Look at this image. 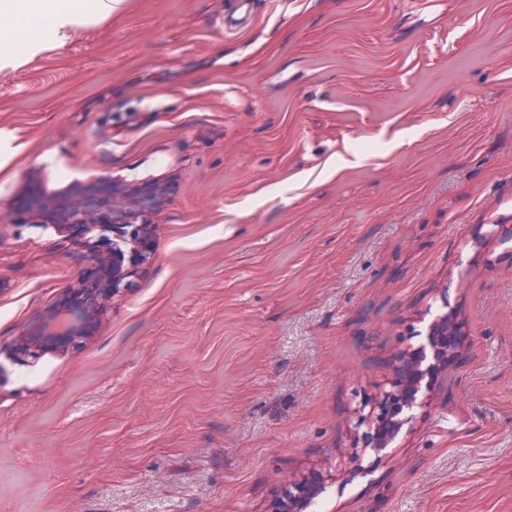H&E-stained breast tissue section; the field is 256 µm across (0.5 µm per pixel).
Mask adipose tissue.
<instances>
[{
    "instance_id": "obj_1",
    "label": "adipose tissue",
    "mask_w": 512,
    "mask_h": 512,
    "mask_svg": "<svg viewBox=\"0 0 512 512\" xmlns=\"http://www.w3.org/2000/svg\"><path fill=\"white\" fill-rule=\"evenodd\" d=\"M123 0H54L53 27L50 33L20 31L15 20L20 10L19 0H0V48L11 57L23 58L35 53L47 37H62L75 29L78 22L94 17H106L119 9Z\"/></svg>"
}]
</instances>
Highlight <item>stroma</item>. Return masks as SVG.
<instances>
[{
    "label": "stroma",
    "mask_w": 512,
    "mask_h": 512,
    "mask_svg": "<svg viewBox=\"0 0 512 512\" xmlns=\"http://www.w3.org/2000/svg\"><path fill=\"white\" fill-rule=\"evenodd\" d=\"M0 155V512H512V0H124L0 67ZM96 178L164 187L153 252L20 356L90 268L29 202ZM451 330L448 314L434 320L426 336V343L399 358L396 378L390 388L375 400L361 404L362 411L368 408L367 414H362L361 418L362 423L368 424V431L363 438L364 449L369 448L377 453L386 449L403 426L412 420L413 410L424 406L426 401L422 398V383L443 359H447L453 339ZM427 348L433 362L424 367L428 359Z\"/></svg>",
    "instance_id": "obj_1"
}]
</instances>
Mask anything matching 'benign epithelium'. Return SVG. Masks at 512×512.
<instances>
[{
  "instance_id": "7a95c632",
  "label": "benign epithelium",
  "mask_w": 512,
  "mask_h": 512,
  "mask_svg": "<svg viewBox=\"0 0 512 512\" xmlns=\"http://www.w3.org/2000/svg\"><path fill=\"white\" fill-rule=\"evenodd\" d=\"M157 192L141 193L121 189L112 194L110 208L103 209L92 191L68 189L61 195L33 201L29 208L33 224H50L67 235L86 236L98 232L96 239L86 240L91 252L93 283L78 289L71 299L37 319L20 337L16 349L24 355H38L48 349H64L88 335L102 311L119 291L122 281L130 274L125 267V251L108 237L117 225H130L160 207ZM150 224L131 237V250L144 257L152 249ZM453 336L448 315L431 324L426 343L402 355L396 368V378L380 397L361 404L367 410L361 422L368 424L363 448L374 452L386 449L403 426L413 418V410L422 407V383L448 357ZM314 485H302L298 496L288 498L279 512H303L316 495Z\"/></svg>"
}]
</instances>
